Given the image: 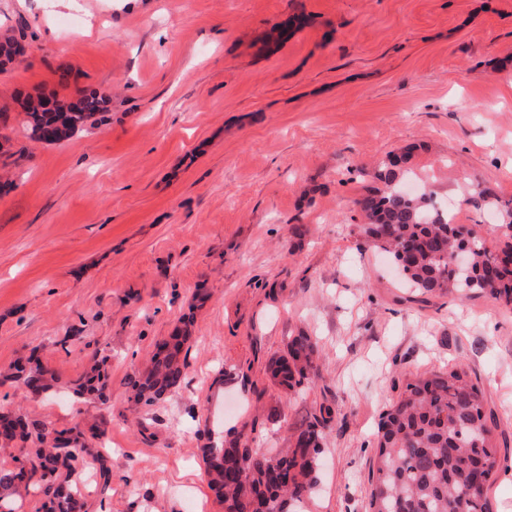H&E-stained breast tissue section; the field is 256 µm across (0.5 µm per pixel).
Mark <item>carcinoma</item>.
Wrapping results in <instances>:
<instances>
[{
  "instance_id": "obj_1",
  "label": "carcinoma",
  "mask_w": 512,
  "mask_h": 512,
  "mask_svg": "<svg viewBox=\"0 0 512 512\" xmlns=\"http://www.w3.org/2000/svg\"><path fill=\"white\" fill-rule=\"evenodd\" d=\"M24 34L0 39V68L13 63ZM30 99L24 107V129L38 142L58 143L72 138L97 121L110 95L89 90L74 101ZM403 159L389 158L374 177L385 188L369 191L358 205L364 224L361 231L374 248L389 253L394 261L412 251L404 275L418 295L417 301L444 293L486 295L512 305V234L493 249L472 230L453 223L446 208H439L434 193L415 195L399 184L407 173ZM467 250L464 266L452 256ZM187 332L156 344L151 366L129 378L137 402L152 406L179 386L187 366L183 355ZM319 351L307 336H295L284 354L269 364L271 377L281 386L294 388L318 374ZM94 360L91 373L76 384L73 394L106 396L107 382ZM16 382L41 392L53 388L57 378L41 366L19 367ZM5 438L29 442L26 461L0 473V512H15V499L29 489L44 487L49 512H75L87 508L77 485L71 483L78 464L91 454L79 427L54 432L48 426L16 413L0 415ZM332 409L320 408V416L294 433L289 445L258 454L248 435L202 448L210 489L224 512H297L317 483L319 455ZM500 421L486 409L481 389L462 369L433 372L405 384L396 401L383 413L377 430V454L370 472L371 512H492L487 496L498 465L495 438Z\"/></svg>"
}]
</instances>
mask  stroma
<instances>
[{"label":"stroma","instance_id":"stroma-1","mask_svg":"<svg viewBox=\"0 0 512 512\" xmlns=\"http://www.w3.org/2000/svg\"><path fill=\"white\" fill-rule=\"evenodd\" d=\"M308 25L287 41L275 27ZM26 53L0 69V412L107 449L76 482L88 512H223L200 448L255 422L267 453L334 410L308 512H369L382 414L426 372L463 367L500 419L493 512H512V307L409 301L360 232L388 157L454 223L496 243L512 199V0H0ZM111 92L100 121L47 144L25 97ZM181 386L135 403L129 376L185 314ZM321 351L300 389L268 360ZM109 398L75 397L94 349ZM39 362L58 392L2 378Z\"/></svg>","mask_w":512,"mask_h":512}]
</instances>
